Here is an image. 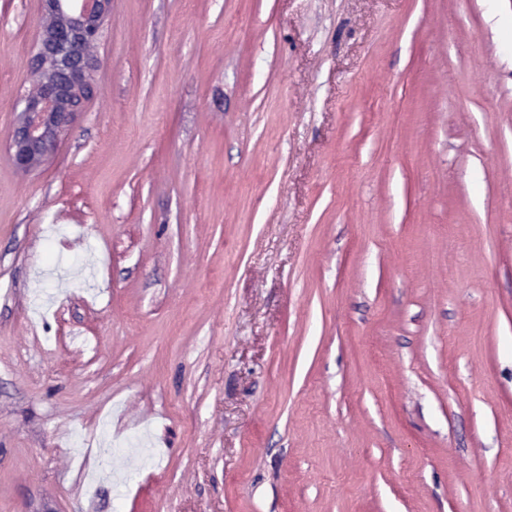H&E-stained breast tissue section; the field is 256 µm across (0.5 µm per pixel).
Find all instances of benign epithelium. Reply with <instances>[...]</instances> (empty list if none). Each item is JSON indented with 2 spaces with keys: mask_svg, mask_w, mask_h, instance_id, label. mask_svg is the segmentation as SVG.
Here are the masks:
<instances>
[{
  "mask_svg": "<svg viewBox=\"0 0 512 512\" xmlns=\"http://www.w3.org/2000/svg\"><path fill=\"white\" fill-rule=\"evenodd\" d=\"M78 11H66L62 0H49L29 69L38 76L10 136L8 152L22 171L38 168L55 150L88 98L91 52L102 38V23L111 0H90Z\"/></svg>",
  "mask_w": 512,
  "mask_h": 512,
  "instance_id": "1",
  "label": "benign epithelium"
}]
</instances>
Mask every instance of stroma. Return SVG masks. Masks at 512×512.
<instances>
[{
	"label": "stroma",
	"instance_id": "obj_1",
	"mask_svg": "<svg viewBox=\"0 0 512 512\" xmlns=\"http://www.w3.org/2000/svg\"><path fill=\"white\" fill-rule=\"evenodd\" d=\"M44 16L0 0V512H512V0H112L25 173Z\"/></svg>",
	"mask_w": 512,
	"mask_h": 512
}]
</instances>
